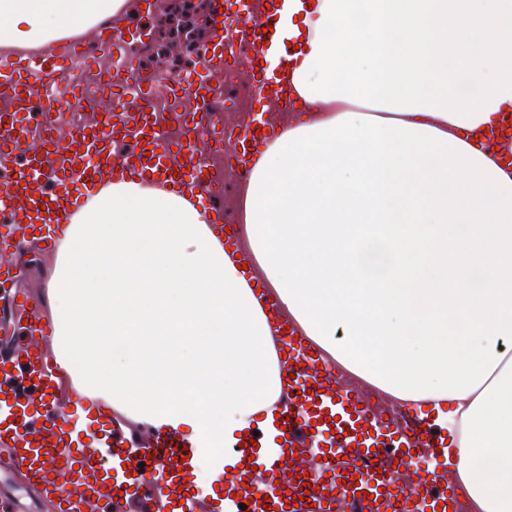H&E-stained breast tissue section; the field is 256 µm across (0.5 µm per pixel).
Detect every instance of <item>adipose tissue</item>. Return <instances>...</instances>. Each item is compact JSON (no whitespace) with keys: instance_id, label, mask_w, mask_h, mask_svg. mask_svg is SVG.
I'll return each mask as SVG.
<instances>
[{"instance_id":"ef3b65f1","label":"adipose tissue","mask_w":512,"mask_h":512,"mask_svg":"<svg viewBox=\"0 0 512 512\" xmlns=\"http://www.w3.org/2000/svg\"><path fill=\"white\" fill-rule=\"evenodd\" d=\"M141 0H0V50ZM295 119L253 164L260 286L337 368L448 430L470 512H512V0H293ZM70 215L48 288L73 368L215 448L281 398L271 327L199 197L123 163Z\"/></svg>"}]
</instances>
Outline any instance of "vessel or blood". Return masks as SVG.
I'll list each match as a JSON object with an SVG mask.
<instances>
[{"label":"vessel or blood","instance_id":"1","mask_svg":"<svg viewBox=\"0 0 512 512\" xmlns=\"http://www.w3.org/2000/svg\"><path fill=\"white\" fill-rule=\"evenodd\" d=\"M283 11L214 0L211 56L175 78L149 76L130 56V43L144 42L145 30L117 34L105 23L91 55L73 44L0 57V447L7 449L0 454V512H24L25 494L50 503L52 512H265L262 495L289 512H461L455 489L438 482L448 439L435 420L376 411L289 330L273 303L265 309L280 332L287 400L277 423L257 420L255 444L230 443L216 458L217 497L198 483V440L167 424L132 429L110 394L87 387L71 369L49 296L18 286L28 249L58 253L73 188L121 160L184 182L216 208L224 170L204 157L201 139L214 147L236 141L235 164L244 169L270 131L259 113L247 131L224 128L223 113L212 109L224 94L217 76L248 44L253 67L275 61L258 88L284 87ZM231 21L232 40L225 30ZM91 75L109 109L59 131L55 113L83 111ZM126 140L131 150L118 154L116 144ZM313 448L322 451L321 466L310 473L302 458ZM398 460L414 462L415 490L396 481Z\"/></svg>","mask_w":512,"mask_h":512}]
</instances>
